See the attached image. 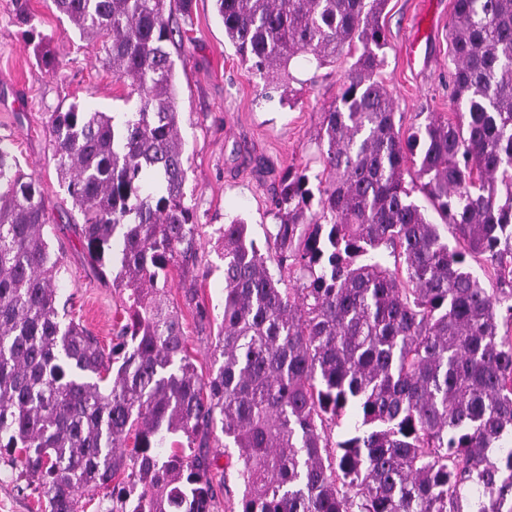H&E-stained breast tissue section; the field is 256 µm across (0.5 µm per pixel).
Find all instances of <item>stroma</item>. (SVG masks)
Returning <instances> with one entry per match:
<instances>
[{"label":"stroma","mask_w":512,"mask_h":512,"mask_svg":"<svg viewBox=\"0 0 512 512\" xmlns=\"http://www.w3.org/2000/svg\"><path fill=\"white\" fill-rule=\"evenodd\" d=\"M453 0H387L381 16L387 45L380 70L396 110L401 133L423 124L426 113L451 117L448 88L452 64L448 22ZM29 24L16 19L17 0H0V138L11 143L26 173L37 178L54 217L49 241L61 250L65 270L58 279L59 298L71 302L77 320L102 345H110L123 298L112 287L111 269L96 270L85 260L83 240L74 224L81 217L59 185L45 133L48 113L77 104L122 116L132 111L127 86L113 76L95 47L80 38L51 0H28ZM173 27L185 33L168 50L175 64L180 130L188 157L186 201L196 207L201 232L196 260L170 268L169 306L178 308L200 375L211 369L215 336L224 314V260L217 229L241 217L250 224L261 252L273 251L267 229L275 222L269 198L280 172L317 167L320 115L333 103L351 58L323 67L297 59L286 91L264 94V80L241 62L224 38L213 0H192L190 16L173 10ZM44 42L60 61L48 72L34 46ZM210 313L198 324L184 305L185 289ZM223 476L216 488L214 512H237L242 486L233 466L236 449L223 436L212 440ZM0 512H48L46 499L18 481L7 458H0Z\"/></svg>","instance_id":"stroma-1"}]
</instances>
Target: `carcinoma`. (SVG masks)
<instances>
[{
    "label": "carcinoma",
    "instance_id": "carcinoma-1",
    "mask_svg": "<svg viewBox=\"0 0 512 512\" xmlns=\"http://www.w3.org/2000/svg\"><path fill=\"white\" fill-rule=\"evenodd\" d=\"M174 1L189 12L52 0L137 96L121 122L72 104L46 124L89 261L119 264L111 348L61 315L43 190L0 142V449L17 480L50 512H85L119 475L112 512H213L219 426L238 449L239 512H512V0H453L458 112L405 139L379 78L386 0H214L267 82L300 55H358L321 112L317 190L291 168L271 197L278 273L244 220L220 228L206 378L164 300L199 235L166 49Z\"/></svg>",
    "mask_w": 512,
    "mask_h": 512
}]
</instances>
